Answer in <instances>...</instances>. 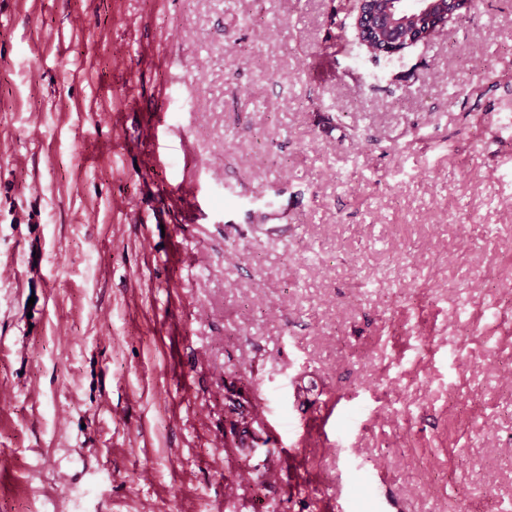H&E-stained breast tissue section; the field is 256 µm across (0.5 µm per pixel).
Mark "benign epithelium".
<instances>
[{"mask_svg":"<svg viewBox=\"0 0 512 512\" xmlns=\"http://www.w3.org/2000/svg\"><path fill=\"white\" fill-rule=\"evenodd\" d=\"M352 26L357 43L365 49L375 45L374 59H402L404 52L429 42L448 24L464 19L475 6V0H402L409 15L410 31L402 36L390 10L378 11L369 6L372 0H353Z\"/></svg>","mask_w":512,"mask_h":512,"instance_id":"benign-epithelium-1","label":"benign epithelium"}]
</instances>
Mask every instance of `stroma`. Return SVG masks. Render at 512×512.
I'll return each instance as SVG.
<instances>
[{"mask_svg":"<svg viewBox=\"0 0 512 512\" xmlns=\"http://www.w3.org/2000/svg\"><path fill=\"white\" fill-rule=\"evenodd\" d=\"M332 9L0 0V512H512V0ZM377 0H353L355 9L352 16V26L355 39L361 47L370 50V43L375 46L371 57L391 60H401L404 52L419 44L429 42L435 35L443 32L449 23L464 19L475 6L474 0H403L405 11L409 15L410 31L407 40L400 31L394 29L397 23L390 9L379 12L373 6H367ZM445 1L447 5L437 4ZM390 32L385 39L380 38L382 32Z\"/></svg>","mask_w":512,"mask_h":512,"instance_id":"obj_1","label":"stroma"}]
</instances>
